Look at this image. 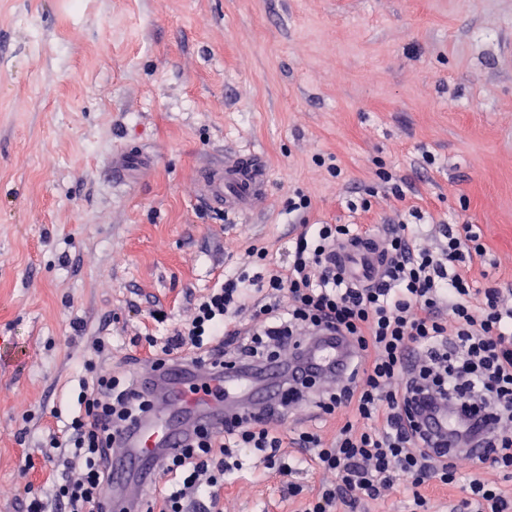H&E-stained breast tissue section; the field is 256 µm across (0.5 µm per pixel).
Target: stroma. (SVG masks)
I'll use <instances>...</instances> for the list:
<instances>
[{"mask_svg":"<svg viewBox=\"0 0 512 512\" xmlns=\"http://www.w3.org/2000/svg\"><path fill=\"white\" fill-rule=\"evenodd\" d=\"M511 45L512 0H0V512L50 490L39 448L99 371L91 341L131 369L233 267L227 239L285 260L289 197L314 224L477 225L479 287L512 284ZM239 153L267 198L213 211L192 182ZM291 479L252 458L224 512H299Z\"/></svg>","mask_w":512,"mask_h":512,"instance_id":"obj_1","label":"stroma"}]
</instances>
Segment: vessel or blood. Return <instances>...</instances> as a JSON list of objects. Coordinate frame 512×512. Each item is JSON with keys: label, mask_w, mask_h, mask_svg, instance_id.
I'll return each mask as SVG.
<instances>
[{"label": "vessel or blood", "mask_w": 512, "mask_h": 512, "mask_svg": "<svg viewBox=\"0 0 512 512\" xmlns=\"http://www.w3.org/2000/svg\"><path fill=\"white\" fill-rule=\"evenodd\" d=\"M267 184L262 158L244 154L202 170L197 194L210 208L235 213L261 205ZM336 261L348 278L369 281L384 270V244L376 237L346 243L337 249ZM345 353L337 335L318 347L320 361L328 365ZM277 374L269 369L265 381L254 383L228 368L216 378L190 356L142 369L140 386L153 393L154 408L115 436L112 477L103 491L108 512H136L140 494L156 482L162 460L184 444L194 426L219 431L225 417L240 407L266 408L277 391Z\"/></svg>", "instance_id": "b4317fda"}]
</instances>
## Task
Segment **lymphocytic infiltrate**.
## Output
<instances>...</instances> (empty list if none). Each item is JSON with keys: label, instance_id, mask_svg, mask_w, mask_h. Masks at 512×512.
<instances>
[{"label": "lymphocytic infiltrate", "instance_id": "f902f5d3", "mask_svg": "<svg viewBox=\"0 0 512 512\" xmlns=\"http://www.w3.org/2000/svg\"><path fill=\"white\" fill-rule=\"evenodd\" d=\"M310 209L306 195L288 201L300 231L287 262L226 243L240 273L194 302L165 341L148 337V351L168 355L186 347L214 366L247 370L290 360L306 372L304 339L336 330L353 346L354 359L334 386L307 379L287 386L265 412L244 410L225 419L222 431L196 432L166 458L161 473L168 484L154 491L151 512H224V480L242 469V455L262 454L267 468L289 476L301 462L282 457L287 446L308 451L324 476L308 497L289 484V496L302 499L301 512H336L341 505L378 512L398 482L411 492L414 512H431L421 489L433 483L460 490L448 512H512V497L477 473L484 465L512 474V289L477 286L471 269L485 254L480 233L470 224H443L439 244L431 246L425 225L395 214L373 229L388 262L377 281L363 286L336 266L337 247L359 239L362 228L311 223ZM436 400L492 420L484 456L444 455L428 446L415 412ZM77 404L49 442L48 456L61 472L49 492L34 493L27 512H105L111 432L153 408L135 378L108 368L81 382ZM305 406L337 419L333 437L313 427L284 428L289 411Z\"/></svg>", "mask_w": 512, "mask_h": 512}]
</instances>
